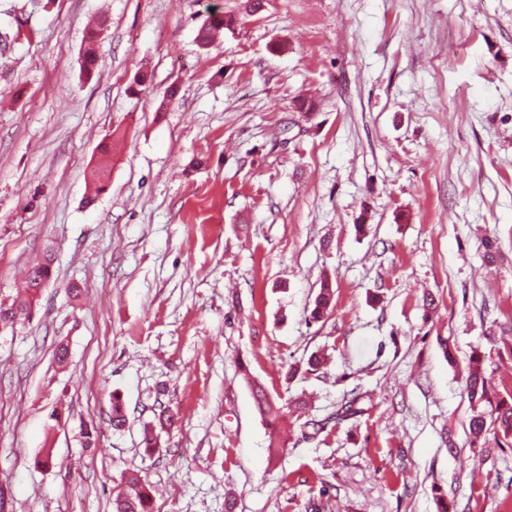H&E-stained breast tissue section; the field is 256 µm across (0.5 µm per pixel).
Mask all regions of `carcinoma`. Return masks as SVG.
Segmentation results:
<instances>
[{"instance_id": "carcinoma-1", "label": "carcinoma", "mask_w": 512, "mask_h": 512, "mask_svg": "<svg viewBox=\"0 0 512 512\" xmlns=\"http://www.w3.org/2000/svg\"><path fill=\"white\" fill-rule=\"evenodd\" d=\"M106 20H98L92 27L88 28L84 37V51L81 60V71L86 77H91L95 68L91 62L98 61L97 45L101 33L105 27ZM236 25V18L232 15H221L217 12H208L207 17L199 27L197 39L201 47L206 48L212 43V34L219 28L231 30ZM109 162L103 161L98 164L92 172L93 193L86 197V203L91 205L96 198L105 191L107 187ZM51 262L47 261L32 267L28 271L25 281L27 296L20 300H14L6 305L0 302V328L5 329L13 324L17 314L28 311L36 301L37 278L49 272ZM334 291L329 281L322 282L319 292L314 301L311 318L313 321H320L332 307ZM254 399L259 411L263 414H276L283 411V408L276 404L275 399L267 393L264 387L255 384L252 387ZM463 391L469 402L475 406H484V410L471 416L468 423V435L470 444L475 448H483L485 444L481 440L488 432L496 436H502L506 444L512 445V392L502 393L491 384L484 368L483 358L475 353L470 356L466 375L463 380ZM367 395L355 390L343 398L336 413L323 421L312 423L314 433L319 434L325 430L331 422L340 423L345 420L356 418L364 414L363 403ZM176 415L172 412L166 413V417L159 419V425L151 426L144 431V441L147 447H158L157 428H165L172 423ZM129 491L114 501L115 512H149L150 493L146 486L136 476L128 478Z\"/></svg>"}]
</instances>
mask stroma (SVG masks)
Here are the masks:
<instances>
[{
	"instance_id": "1",
	"label": "stroma",
	"mask_w": 512,
	"mask_h": 512,
	"mask_svg": "<svg viewBox=\"0 0 512 512\" xmlns=\"http://www.w3.org/2000/svg\"><path fill=\"white\" fill-rule=\"evenodd\" d=\"M210 4L239 23L204 49ZM1 35L0 300L54 262L0 331V512H114L132 474L154 512H512L463 394L476 351L512 391V0H0ZM255 382L306 402L275 459ZM106 20H98L92 27L88 28L84 37V51L81 60V71L87 79L95 72L98 65L97 45L100 40L101 33L105 27ZM96 62L95 67L91 66V62ZM51 262L48 260L45 263L37 264L28 271L25 281V291L27 296L20 300H13L10 305H6L0 301V328L1 330L13 325L18 313L31 310L32 305L37 300V278L42 277L43 274L49 272ZM366 398H369L366 394L352 390L349 394L346 395V397L343 398L340 407L336 410L335 414L323 421L311 422L314 433H321L332 421L336 422V424H339L342 421L363 415V403Z\"/></svg>"
}]
</instances>
